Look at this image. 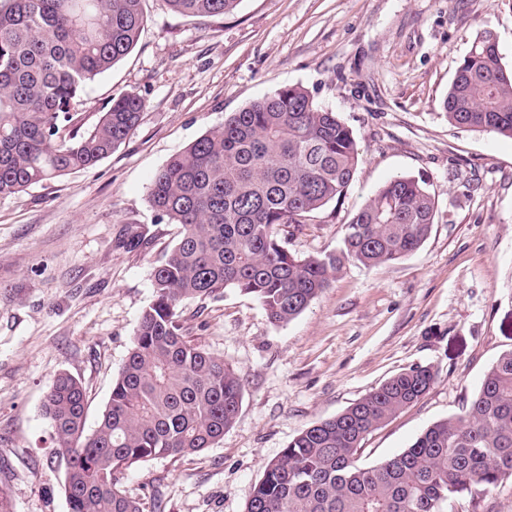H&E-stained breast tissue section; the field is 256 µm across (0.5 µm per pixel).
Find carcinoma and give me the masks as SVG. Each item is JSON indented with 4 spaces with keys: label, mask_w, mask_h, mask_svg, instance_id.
<instances>
[{
    "label": "carcinoma",
    "mask_w": 512,
    "mask_h": 512,
    "mask_svg": "<svg viewBox=\"0 0 512 512\" xmlns=\"http://www.w3.org/2000/svg\"><path fill=\"white\" fill-rule=\"evenodd\" d=\"M144 0H0V195L96 164L137 129L143 99H112L82 130L85 86L138 42ZM179 15L222 16L241 0H166ZM459 128L512 138V69L498 42L476 35L441 101ZM359 163L353 132L298 85L283 86L224 119L153 176L148 198L180 238L152 272L143 311L110 399L86 431V392L61 372L42 410L65 459L69 512H144L120 487L123 470L211 448L238 415L243 384L184 336L180 304L235 289L275 324L303 313L346 262L387 266L428 238L436 212L426 182L398 176L346 224L339 251L289 252L295 230L339 201ZM435 373L402 371L334 417L297 434L270 460L246 512H447L512 475V351L487 370L458 415L426 428L384 461L359 462L366 436L430 389Z\"/></svg>",
    "instance_id": "1"
}]
</instances>
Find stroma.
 Instances as JSON below:
<instances>
[{
    "instance_id": "1",
    "label": "stroma",
    "mask_w": 512,
    "mask_h": 512,
    "mask_svg": "<svg viewBox=\"0 0 512 512\" xmlns=\"http://www.w3.org/2000/svg\"><path fill=\"white\" fill-rule=\"evenodd\" d=\"M145 13L136 46L77 105L89 130L113 97L138 94L134 134L92 167L0 195V481L14 512H69L42 399L70 373L87 391L88 428L98 423L153 299L152 271L178 240V225L149 202L151 178L286 85L336 112L360 151L342 200L288 236L289 251L338 250L354 213L397 175L426 180L431 232L381 269L345 263L281 325L235 290L183 301L186 335L239 375L242 404L214 447L125 470L127 495L160 512H245L266 463L303 429L396 373L431 367L429 391L366 437L362 461L380 462L459 414L512 351V139L454 127L440 108L483 28L512 67V0H241L221 18H184L166 0H145ZM134 235L145 245L123 247ZM447 512H512V476Z\"/></svg>"
}]
</instances>
